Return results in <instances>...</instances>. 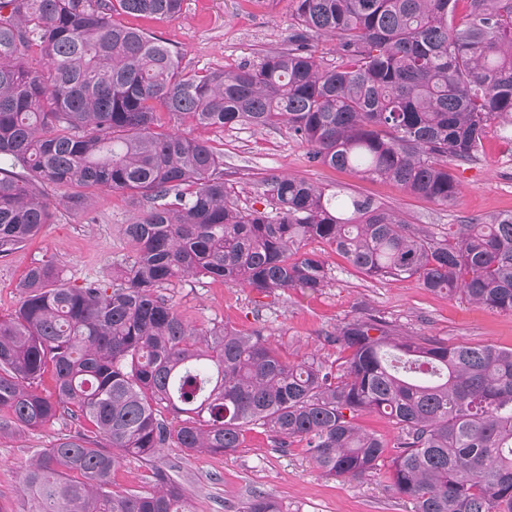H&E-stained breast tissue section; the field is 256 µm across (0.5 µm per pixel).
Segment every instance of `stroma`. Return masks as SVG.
Listing matches in <instances>:
<instances>
[{
    "label": "stroma",
    "instance_id": "1",
    "mask_svg": "<svg viewBox=\"0 0 512 512\" xmlns=\"http://www.w3.org/2000/svg\"><path fill=\"white\" fill-rule=\"evenodd\" d=\"M120 23L162 38L181 55L190 72L234 67L258 60L262 50L276 47L291 24L290 0H184L173 20L130 15ZM168 126L207 141L224 156V181L240 206L264 208L259 181L277 170L332 189L372 197L416 227L444 239L448 227L471 218L512 212V144L491 125L476 162L458 169L461 193L446 207L413 196L393 183L368 180L353 173L306 160L307 147L287 128L255 130L192 127L175 118ZM89 213L63 214L44 225L39 237L6 258H0V316L13 314L21 303L18 285L35 265L53 262L69 284L109 279L115 261L127 254L125 225L133 213L128 196L93 190ZM330 272L326 288L315 292L288 290L263 296L244 287H228L208 277L176 280L165 294L178 313L196 328L228 325L251 332L267 326L268 339L291 362L315 353L340 358L339 348L325 336L366 313L383 317L403 334L434 337L450 345L493 344L512 347V314L479 308L460 295L433 293L412 280L372 278L353 267L334 247L310 244ZM59 420L39 430L0 431V512H25L23 476L37 454L69 433ZM160 467L180 484L193 512H244L255 494L279 500L285 512H414L407 497L397 494L387 479L390 464L359 481L323 475L301 444L275 450L262 429L246 431L231 455L163 450L154 463L124 459L112 475L115 490H144L153 467Z\"/></svg>",
    "mask_w": 512,
    "mask_h": 512
}]
</instances>
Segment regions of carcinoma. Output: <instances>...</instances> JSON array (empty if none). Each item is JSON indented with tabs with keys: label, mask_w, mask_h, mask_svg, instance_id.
Segmentation results:
<instances>
[{
	"label": "carcinoma",
	"mask_w": 512,
	"mask_h": 512,
	"mask_svg": "<svg viewBox=\"0 0 512 512\" xmlns=\"http://www.w3.org/2000/svg\"><path fill=\"white\" fill-rule=\"evenodd\" d=\"M292 2L278 47L199 74L113 19H175L183 0H0V257L58 209L88 212V189L137 205L112 281L70 286L43 263L0 317V431L74 426L26 471L28 512H191L162 469L147 491L113 490L112 472L163 448L231 455L254 427L283 451L303 444L324 475L359 480L388 448L356 425L364 412L400 430L388 480L414 512H512V348L403 336L368 313L326 336L349 352L342 369L291 363L264 326L198 329L161 294L199 275L317 291L329 272L304 250L317 240L371 277L512 313V214L450 224L438 241L370 198L278 173L261 181L266 208H242L222 156L160 124L166 112L282 125L313 165L452 206L455 169L477 160L488 127L512 143V0ZM245 512L282 507L256 495Z\"/></svg>",
	"instance_id": "obj_1"
}]
</instances>
